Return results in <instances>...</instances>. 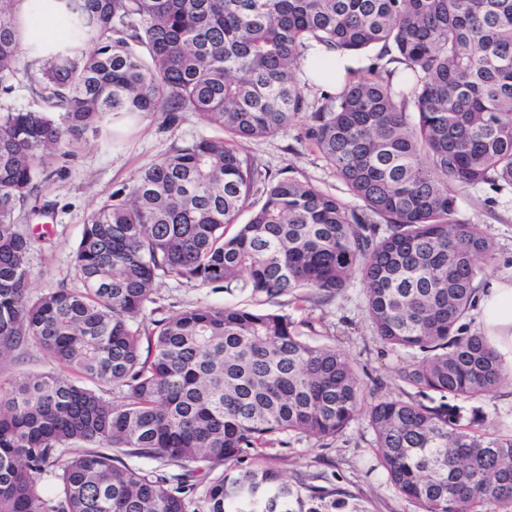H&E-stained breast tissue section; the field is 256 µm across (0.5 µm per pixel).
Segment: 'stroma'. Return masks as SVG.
Returning <instances> with one entry per match:
<instances>
[{
    "label": "stroma",
    "mask_w": 512,
    "mask_h": 512,
    "mask_svg": "<svg viewBox=\"0 0 512 512\" xmlns=\"http://www.w3.org/2000/svg\"><path fill=\"white\" fill-rule=\"evenodd\" d=\"M112 128L114 138L89 139L69 146L67 155L51 160L49 179L41 191V200L48 205L46 214L26 215L20 221L24 231L43 237L34 260L33 292H46L62 283L75 285V251L84 224L102 197L130 185L142 169L173 147L220 134L217 127L190 113L180 114L174 122L163 112L125 115L113 119ZM305 130L306 122L300 118L284 132L246 140L242 146L271 175L290 171L324 191L347 198L346 187L306 139ZM458 211L461 219L481 225L496 243L495 252L484 264L486 279L512 280V187L462 189ZM153 298L159 319L190 306H224L247 300L243 294L195 288L172 277L157 280ZM268 307L312 324L306 340L336 345L351 361L367 366L370 377L381 381L382 394H411V387L395 375L397 356L382 348L370 330L362 284H354L322 304L297 302L283 295L270 299ZM475 407L480 409L486 429H512V386L484 398L479 405L463 403V415H470ZM263 464L295 485L302 498L321 496V512H420L389 482L373 447V433L362 420L351 424L328 446L305 439L274 451Z\"/></svg>",
    "instance_id": "stroma-1"
}]
</instances>
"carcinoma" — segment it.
Here are the masks:
<instances>
[{
	"label": "carcinoma",
	"mask_w": 512,
	"mask_h": 512,
	"mask_svg": "<svg viewBox=\"0 0 512 512\" xmlns=\"http://www.w3.org/2000/svg\"><path fill=\"white\" fill-rule=\"evenodd\" d=\"M21 2L0 3V94L22 74L33 95L0 105V364L35 345L55 368L0 395V512H318L280 473L240 463L333 441L360 418L420 512H512V433L483 430L476 413L463 424L448 403L512 381L465 329L495 243L457 207L464 188L512 187V0H43L61 32L28 35L38 56L23 69ZM314 44L376 61L318 105L299 80ZM162 105L223 136L184 143L103 197L75 252L80 286L32 294L43 237L18 222L39 211L44 151ZM297 118L357 205L272 178L236 146ZM164 276L254 305L151 320ZM356 279L417 398L376 397L367 366L261 309L336 298ZM113 450L230 467L168 478Z\"/></svg>",
	"instance_id": "1"
}]
</instances>
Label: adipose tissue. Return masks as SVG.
<instances>
[{
	"label": "adipose tissue",
	"instance_id": "obj_1",
	"mask_svg": "<svg viewBox=\"0 0 512 512\" xmlns=\"http://www.w3.org/2000/svg\"><path fill=\"white\" fill-rule=\"evenodd\" d=\"M358 65L357 57L342 58L315 45L307 52L306 74L314 83L331 89L346 68ZM478 314L487 342L512 366V281H491L480 294Z\"/></svg>",
	"mask_w": 512,
	"mask_h": 512
}]
</instances>
